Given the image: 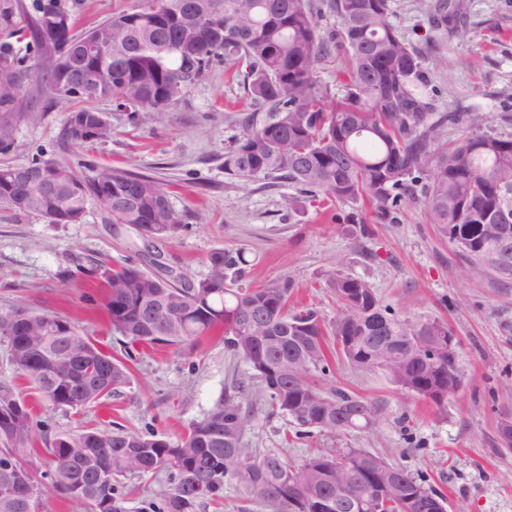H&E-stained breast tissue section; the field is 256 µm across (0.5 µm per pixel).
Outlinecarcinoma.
Returning a JSON list of instances; mask_svg holds the SVG:
<instances>
[{"mask_svg":"<svg viewBox=\"0 0 512 512\" xmlns=\"http://www.w3.org/2000/svg\"><path fill=\"white\" fill-rule=\"evenodd\" d=\"M341 21L334 40L350 63L341 100L328 109L330 92L316 77L328 52L312 0H146L82 35L62 0H0V62L13 69L0 91V145L17 148L19 128L29 119L23 85L28 68L16 45L38 60L51 53L49 41L65 39L70 57L38 74L45 91L76 103L66 118L69 139L86 143L112 135L107 116L94 107L112 100L134 117L139 110L166 109L181 100L217 59L241 69L252 99L269 106L259 125L249 123L224 152V172L244 181L278 178L302 187L290 196L293 211L333 197L368 196L380 221L417 183H425L427 220L452 246L474 278L512 283V223L491 224L512 186V134L480 131L477 112L434 116L432 89L419 50L396 30L391 0H332ZM437 34L462 39L461 0H419ZM100 39L98 78L84 84L83 49ZM464 136L440 141L443 124ZM42 166L52 191L29 189L11 174ZM112 198L107 223L135 226L143 245L179 236L187 225L161 182L101 166L79 175L52 159L0 166V204L18 215H39L52 224H76L88 206ZM154 269L136 263L105 271L106 311L112 330L131 345H182L224 331V344L254 372L267 406L290 418L296 437H334L370 431L379 423L376 403L339 388H323L313 372L326 373L337 344L353 367L380 372L402 391L437 407L460 390L464 379L448 322L402 317L361 279L334 275L329 288L341 302L328 325L312 308L291 305L287 278L259 286L241 284L244 252L216 249L210 273L196 282L176 276L153 259ZM259 321L244 330L248 315ZM55 331L49 334L45 325ZM0 337L10 361L50 411L80 412L129 382V368L105 352L65 316L16 310L0 313ZM242 390L220 398L203 419L172 439L129 429L78 428L52 432L34 417L14 386L0 383V512H31L32 496L52 478L73 512H128L120 486L133 478L164 476L154 490L152 512H197L206 501L232 488L238 497L270 512H446L444 500L405 468L363 448L316 453L300 463L281 449L260 452L244 442L250 422ZM46 443L47 469L31 452L36 435Z\"/></svg>","mask_w":512,"mask_h":512,"instance_id":"1","label":"carcinoma"}]
</instances>
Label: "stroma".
Segmentation results:
<instances>
[{"instance_id":"35a3bbf8","label":"stroma","mask_w":512,"mask_h":512,"mask_svg":"<svg viewBox=\"0 0 512 512\" xmlns=\"http://www.w3.org/2000/svg\"><path fill=\"white\" fill-rule=\"evenodd\" d=\"M66 2L80 35L142 0ZM462 3L466 37L443 36L432 48L425 45L429 24L417 0H391L393 21L423 49L435 112H476L497 131L501 115H512V0ZM36 62L29 57L24 85L31 119L19 130L17 151L0 154V164L53 159L81 174L112 166L153 177L187 225L179 237L150 246L174 274L203 279L213 250L240 249L249 261L245 284L288 278L293 301L328 322L339 312L330 276L365 280L396 312L447 321L464 378L463 388L439 408L406 394L381 373L330 355L331 373L322 386L379 402L380 425L373 432L299 440L288 418L270 414L251 369L225 347L218 331L191 345L135 349L128 385L79 413L53 412L54 429L117 423L174 437L241 381L252 405L249 447H284L297 461L322 449L363 448L442 493L447 512H512V451L497 441L498 410L512 405V284L467 277L452 247L428 223L421 194L404 199L393 221L382 224L365 198L291 212L283 201L300 195L299 186L225 174L224 151L244 133V116L262 120L266 110L253 103L243 75L221 61L163 113L146 109L130 120L112 101L98 102L112 124L111 137L74 143L64 131L68 106L41 94ZM354 215L369 226V237L351 232ZM105 217L93 204L79 223L52 224L0 205V312L69 317L106 352L123 356L125 344L110 327L99 273L126 263L138 236L132 227L113 235Z\"/></svg>"}]
</instances>
